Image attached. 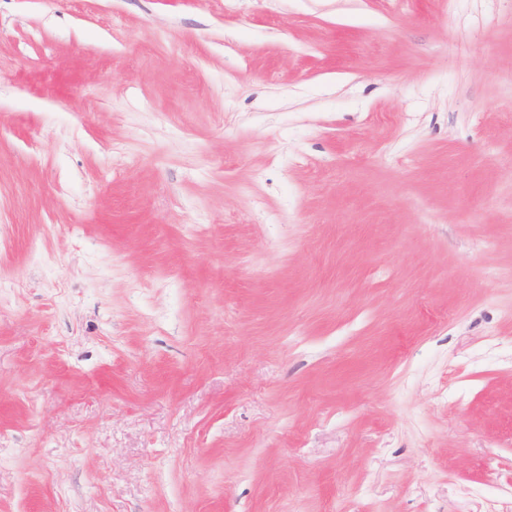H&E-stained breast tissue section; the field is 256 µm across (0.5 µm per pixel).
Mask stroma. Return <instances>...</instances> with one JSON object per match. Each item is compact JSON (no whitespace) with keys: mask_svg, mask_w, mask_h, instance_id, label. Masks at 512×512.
<instances>
[{"mask_svg":"<svg viewBox=\"0 0 512 512\" xmlns=\"http://www.w3.org/2000/svg\"><path fill=\"white\" fill-rule=\"evenodd\" d=\"M0 512H512V0H0Z\"/></svg>","mask_w":512,"mask_h":512,"instance_id":"1","label":"stroma"}]
</instances>
